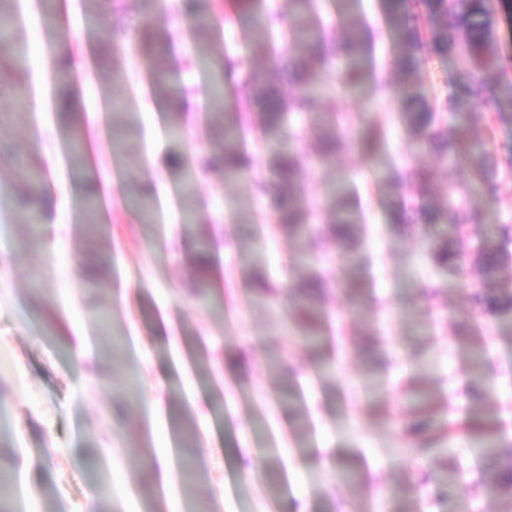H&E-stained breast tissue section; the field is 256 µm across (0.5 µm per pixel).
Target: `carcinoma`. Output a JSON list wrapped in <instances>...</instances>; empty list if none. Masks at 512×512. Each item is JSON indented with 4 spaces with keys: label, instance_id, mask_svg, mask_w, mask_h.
I'll return each mask as SVG.
<instances>
[{
    "label": "carcinoma",
    "instance_id": "1",
    "mask_svg": "<svg viewBox=\"0 0 512 512\" xmlns=\"http://www.w3.org/2000/svg\"><path fill=\"white\" fill-rule=\"evenodd\" d=\"M262 0H244L242 16L254 32L253 49L268 50V33L276 25L285 22L282 16L255 9ZM294 9L290 15V32L298 56L286 63L289 84L296 94L283 99L271 84L262 81L260 75L249 71L237 89L238 107L244 112L255 113L254 119L262 133L264 142L276 138L285 120L293 113L326 112L336 110V97L321 84L325 79L337 84L345 91H354L365 83L366 73L362 66L363 54L369 39L360 28L351 24L338 35L318 32L311 25L309 0H292ZM393 23L401 34L402 48L395 58L396 70L413 88L412 79L420 71L424 52L429 41L441 47L453 49L466 65L468 77L463 87L465 96L481 106L488 122H493L504 107L512 106V76L502 65L496 48V15L502 0H387ZM439 16L442 32L426 35L422 16ZM193 64L212 73L211 96L224 98L223 72L228 66L201 52ZM495 68L507 95L488 96L485 93L481 73ZM448 103L422 100L417 111L405 113L407 125L430 149L447 159L448 187L468 179L486 180L491 173L512 175V158L504 164H496L482 171L472 170L465 174L458 167L457 157L463 141L449 138L448 131L440 122V114ZM343 140L339 135L326 134L319 138L316 149L317 160L323 161L336 154ZM243 155L237 143L234 128L224 127V142L220 154L207 162V166H221L224 176L240 174ZM300 166L299 156L293 152L272 150L264 176L256 184V192L265 200L268 212L277 223L288 229V233L306 238L317 247L328 238L350 247L349 254L356 265L364 263L363 255L353 247L356 220L349 216L348 201L344 198L333 204V214L320 220L309 209L301 205L296 189V178ZM407 180L416 186V194L410 207L402 210L405 224H450L452 237L433 252V261L440 268L461 269L471 251L468 225L474 220V206L468 199H456L448 195V207L438 209L425 203L431 176L425 171L411 172ZM497 267L496 257L486 259L485 278L474 298L481 312L495 315L512 304V295L499 297L489 290V281ZM324 279L310 273L302 280L301 294L308 300L316 299L324 288ZM301 338L316 346L320 342L322 320L315 308H304L299 322ZM476 448L484 461L481 483L491 492H506L512 495V454L504 452L505 444L494 427H482L472 434Z\"/></svg>",
    "mask_w": 512,
    "mask_h": 512
}]
</instances>
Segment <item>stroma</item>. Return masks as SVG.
I'll list each match as a JSON object with an SVG mask.
<instances>
[{"label":"stroma","instance_id":"35a3bbf8","mask_svg":"<svg viewBox=\"0 0 512 512\" xmlns=\"http://www.w3.org/2000/svg\"><path fill=\"white\" fill-rule=\"evenodd\" d=\"M221 3L203 24L197 0L149 15L139 0L121 12L107 0H58L50 25L36 0H20L8 24L27 56L21 72L0 68V350L15 363L0 470L27 462L43 478L35 502L8 493L13 512H87L106 484L109 512H184L191 504L214 512L221 499L228 512H448L436 497L448 474L465 512H512V496L482 491L483 461L469 441L489 423L512 443V308L485 315L474 307L476 257L461 271L435 266L446 225L395 221L414 192L397 175L427 170L433 203L448 199L443 159L405 123L402 85L384 100L366 86L341 99L340 110L359 112L360 121L344 130L335 157L305 167L300 189L311 210L327 214L336 187L353 194L363 218L358 247L369 258L358 267L332 240L313 258L329 283L316 305L325 322L318 347L298 329L304 269L294 259L302 244L253 192L266 167L258 130L245 137L243 173L228 179L212 170L196 180L195 220L184 223L182 176L217 150L212 115L236 118L234 89L212 101L209 71L187 68L189 55L201 47L216 58L250 56L257 73L293 92L277 67L288 42L273 54L253 52L250 27L225 21L231 2ZM316 3L337 31L350 19L369 32L363 66L368 78L381 75L401 48L386 0ZM64 57L85 99L77 112L63 108L67 87L52 77ZM39 65L47 77L38 89L31 74ZM158 70L194 103L175 110L158 100ZM464 81L454 52L431 51L414 84L422 98L454 100ZM469 111L464 128L455 110L443 118L450 136L465 138L459 167L511 155L512 108L491 127L478 105ZM75 130L86 157L78 170L70 164ZM150 156L157 166L149 173ZM27 158L47 173L40 186L17 177ZM457 191L478 208L476 246L499 255L496 285L512 291V244L496 231L512 219V180H470ZM134 197L149 203L150 223H141ZM89 200L102 209L94 232L81 216ZM47 203L55 221L28 243L24 216ZM202 244L215 254L204 274L191 262ZM108 256L112 288L93 292L77 270L104 266ZM247 267L264 273L270 292H250ZM203 276L211 289L192 296ZM80 336L88 347L76 366L66 345ZM476 348L486 359L479 399L467 393ZM316 361L324 376L313 372ZM445 423L456 430L452 455L421 456L424 432ZM166 446L175 449L177 482L158 499L148 460ZM202 456L206 465L186 477V459ZM249 462L257 465L252 481L240 476Z\"/></svg>","mask_w":512,"mask_h":512}]
</instances>
